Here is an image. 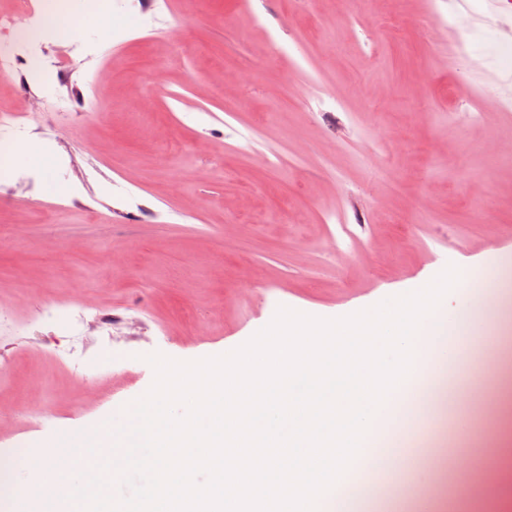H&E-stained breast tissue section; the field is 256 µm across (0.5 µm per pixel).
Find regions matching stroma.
I'll return each instance as SVG.
<instances>
[{"label": "stroma", "mask_w": 512, "mask_h": 512, "mask_svg": "<svg viewBox=\"0 0 512 512\" xmlns=\"http://www.w3.org/2000/svg\"><path fill=\"white\" fill-rule=\"evenodd\" d=\"M452 3L470 15L462 50ZM503 14L494 0H149L113 6L105 51L52 40L26 85L0 82V110L28 113L54 157L28 182L0 165V455L120 418L154 381L147 354L189 361L281 306L333 313L489 249L512 256ZM54 94L97 111L49 112ZM497 398L448 404L470 432L446 456L485 464Z\"/></svg>", "instance_id": "1"}]
</instances>
